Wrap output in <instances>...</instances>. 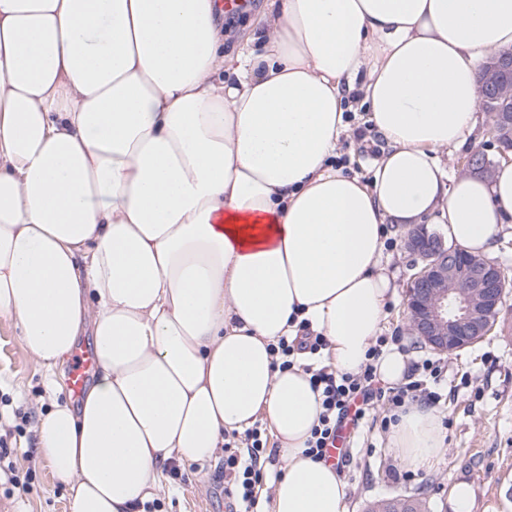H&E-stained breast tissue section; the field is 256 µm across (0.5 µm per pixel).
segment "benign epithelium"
<instances>
[{"instance_id": "1", "label": "benign epithelium", "mask_w": 512, "mask_h": 512, "mask_svg": "<svg viewBox=\"0 0 512 512\" xmlns=\"http://www.w3.org/2000/svg\"><path fill=\"white\" fill-rule=\"evenodd\" d=\"M486 80L497 87L492 97L479 99L485 112L493 113L490 135L502 156L512 154V113L501 104L512 102V84L497 82L512 73V52L494 54L484 61ZM405 252L421 263L405 288V313L409 331L435 351L454 354L484 340L492 331L509 279L494 260L456 248L425 224L404 233ZM385 512H417L409 498L386 500Z\"/></svg>"}]
</instances>
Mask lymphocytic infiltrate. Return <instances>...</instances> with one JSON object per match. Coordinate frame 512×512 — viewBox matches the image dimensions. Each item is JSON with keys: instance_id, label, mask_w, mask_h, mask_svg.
Returning a JSON list of instances; mask_svg holds the SVG:
<instances>
[{"instance_id": "obj_1", "label": "lymphocytic infiltrate", "mask_w": 512, "mask_h": 512, "mask_svg": "<svg viewBox=\"0 0 512 512\" xmlns=\"http://www.w3.org/2000/svg\"><path fill=\"white\" fill-rule=\"evenodd\" d=\"M386 343V337H378L368 351L369 364L354 374L339 375L330 366L318 362L307 365L312 387L319 393L322 406L319 423L307 441L306 453L312 460H325L327 448L346 414H353L360 420L370 410L382 408L381 428L387 431L398 422L400 412L408 403L422 398L430 404H440L441 393L426 390L423 382L427 376L437 382L445 377V366L437 360L416 362L414 369L419 373L418 378L403 386L378 387L373 361ZM263 434L262 427L257 425L246 431L243 441L231 438L224 443V479L231 484V495L244 512H250L255 505L257 489L264 478L267 442Z\"/></svg>"}]
</instances>
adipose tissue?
<instances>
[{"mask_svg": "<svg viewBox=\"0 0 512 512\" xmlns=\"http://www.w3.org/2000/svg\"><path fill=\"white\" fill-rule=\"evenodd\" d=\"M214 0H0V319L55 376L79 336L97 372L53 402L37 453L70 512H137L170 460H211L265 420L284 463L269 512H347L307 441L305 355L366 363L396 296L388 226L436 214L491 258L512 163L446 185L436 153L476 123L478 66L512 51V0H268L225 53ZM389 148L370 182L336 167L350 93ZM410 469L444 447L415 403L392 428ZM300 330L304 333L299 339L296 336L295 339L289 342L288 338L283 336L278 341L277 346L272 347L276 356L274 364H279V368H287L288 365L290 366L293 363L290 357L294 355L295 351H308L310 354H315L327 345L326 340L320 334L313 335L309 327L302 324ZM296 341L297 344H295Z\"/></svg>", "mask_w": 512, "mask_h": 512, "instance_id": "ef3b65f1", "label": "adipose tissue"}]
</instances>
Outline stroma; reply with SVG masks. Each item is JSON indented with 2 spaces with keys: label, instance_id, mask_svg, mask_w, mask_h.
<instances>
[{
  "label": "stroma",
  "instance_id": "stroma-1",
  "mask_svg": "<svg viewBox=\"0 0 512 512\" xmlns=\"http://www.w3.org/2000/svg\"><path fill=\"white\" fill-rule=\"evenodd\" d=\"M348 131L336 151L344 172L368 178L374 161L365 141L382 144L368 112L356 106L344 113ZM491 116L479 112L478 124L461 147L439 151L450 175H465L463 159L481 151L499 163L490 143ZM512 293L500 309L492 333L482 342L443 356L448 377L438 390L443 399L435 411L452 425L445 431L446 449L428 468L404 480V466L388 446V434L365 421L361 435L373 451L353 445L339 470L348 512H366L378 500L395 496L422 500L427 512H449L448 494L460 481L474 493V512H512ZM51 395L40 368L25 350L17 329L0 321V422L7 433L10 458L22 482L14 487L0 481V512H69L67 488L56 479L35 451L33 428L50 406ZM158 512H226L224 457L205 466L180 465L178 473L164 471L156 496Z\"/></svg>",
  "mask_w": 512,
  "mask_h": 512
}]
</instances>
